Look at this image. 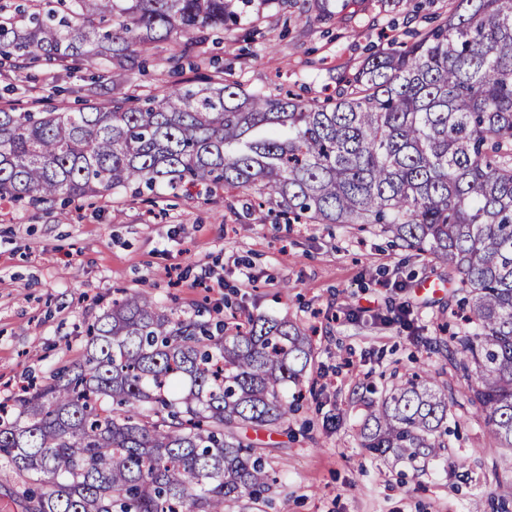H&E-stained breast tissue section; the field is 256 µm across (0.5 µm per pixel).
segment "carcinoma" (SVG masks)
I'll use <instances>...</instances> for the list:
<instances>
[{
	"mask_svg": "<svg viewBox=\"0 0 512 512\" xmlns=\"http://www.w3.org/2000/svg\"><path fill=\"white\" fill-rule=\"evenodd\" d=\"M230 15V0H55L20 25L0 17L11 69L102 60L78 112L0 107V201L222 187L287 224L376 228L448 267L470 328L434 350L475 379L472 402L512 449V0H449L435 26L367 57L322 99L220 75L164 85L143 106L108 96L151 44L182 71ZM312 356L287 320L213 331L132 294L91 325L72 371L30 385L0 418V463L26 512H224L274 484L239 430L294 411L288 384ZM449 415L448 395L417 375L370 406L360 445L436 457Z\"/></svg>",
	"mask_w": 512,
	"mask_h": 512,
	"instance_id": "1",
	"label": "carcinoma"
}]
</instances>
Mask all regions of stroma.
<instances>
[{"label":"stroma","instance_id":"stroma-1","mask_svg":"<svg viewBox=\"0 0 512 512\" xmlns=\"http://www.w3.org/2000/svg\"><path fill=\"white\" fill-rule=\"evenodd\" d=\"M236 25L199 48L202 73L223 68L251 91L289 87L300 98L331 94L342 74L404 31L426 27L447 0H234ZM151 47L145 71L114 93L143 99L171 75ZM98 67L0 75V98L18 108L61 89L69 104ZM212 196L161 192L70 209L0 205V401L18 396L82 358L89 324L115 299L145 293L181 318H288L310 337L314 357L298 411L274 429L242 436L277 482L225 512H490L512 499V450L498 447L469 401L470 384L429 350L449 316L443 266L348 224L276 223L267 210L227 208ZM453 399L450 447L401 459L360 446L370 403L415 370Z\"/></svg>","mask_w":512,"mask_h":512}]
</instances>
